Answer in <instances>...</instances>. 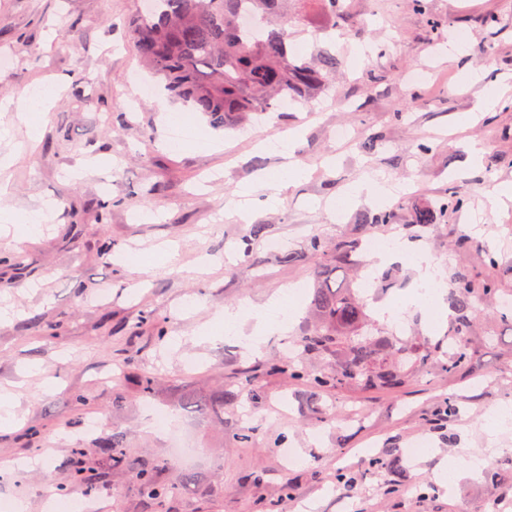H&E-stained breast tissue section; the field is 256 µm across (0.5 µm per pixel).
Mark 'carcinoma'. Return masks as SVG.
<instances>
[{"label":"carcinoma","mask_w":512,"mask_h":512,"mask_svg":"<svg viewBox=\"0 0 512 512\" xmlns=\"http://www.w3.org/2000/svg\"><path fill=\"white\" fill-rule=\"evenodd\" d=\"M347 18L341 0H150L147 10L129 18L127 29L141 65L162 80L174 98L216 125L237 127L255 114L279 110L287 97L299 101L329 88L336 56L323 54L306 61L293 54L292 41L310 29L334 28ZM465 205L466 196L450 185L436 208H415L414 223L434 224ZM359 248V241L347 239L328 255L321 241L310 243L315 255L331 261L317 275L312 298L316 321L303 337L308 350L334 359L330 371L309 378L317 392L350 384L396 389L404 372L395 360L425 366L438 356L427 345H408L385 335L349 281L333 278ZM498 292L492 280L455 279L448 292V307L455 318L448 336L452 346L443 364L446 372L451 374L469 361L464 336L480 315L481 305L495 301ZM228 396L222 390L187 405L215 411L224 407ZM99 448L102 461L112 469L128 466L121 437L114 435ZM84 453L83 448L75 449L70 478L57 491H97L101 472L86 465ZM159 467L157 460L145 461L137 473L140 491L151 501L161 503L197 480L188 473L181 483L159 485L154 480Z\"/></svg>","instance_id":"obj_1"}]
</instances>
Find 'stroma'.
Returning a JSON list of instances; mask_svg holds the SVG:
<instances>
[{
  "label": "stroma",
  "instance_id": "1",
  "mask_svg": "<svg viewBox=\"0 0 512 512\" xmlns=\"http://www.w3.org/2000/svg\"><path fill=\"white\" fill-rule=\"evenodd\" d=\"M143 2L0 0V58L11 61L0 67V124L12 129L0 138V185L8 188L0 208L46 216L40 231L0 237V281L13 285L0 294V306L12 308L0 321V389L17 395L15 422L0 429V464L24 465L20 476L0 474V500L45 512L74 449H89V463L100 465L95 449L116 433L130 464L107 475L90 512H154L139 492L140 460H160L166 484L182 467L148 423L147 401L170 411L172 429L201 450L189 467L201 484L168 499L166 512H485L489 501L512 498V430L499 434L477 478L451 491L435 480L442 462L487 448V412L512 399V329L485 313L467 337L468 364L445 372L447 322L429 324L409 301L415 263L360 256L385 281L362 295L383 331L440 348L437 362L406 365L399 390L316 394L284 372L287 363L312 374L330 366L300 344L311 320L306 302L288 332L257 351L199 337L224 307L261 305L289 287L312 294L316 238L331 248L343 239H407L439 263L440 292L466 275L494 277L512 294V204L488 203L494 187L512 184V111L504 109L512 104V0H427L424 15L409 0H344L349 12L372 18L366 33L299 40L305 58L327 49L340 59L326 93L237 131L195 113L191 134L176 143L163 113L182 106L160 87L142 97L152 79L124 26ZM491 14L497 25H485ZM431 15L445 21L441 32L431 31ZM456 29L467 39L450 57L444 49ZM414 71L428 83L409 84ZM41 88L53 97L48 111L16 109ZM33 126L36 144L27 136ZM340 126L350 138H337ZM296 127L291 149L306 174L273 206L253 187L282 158L256 145ZM375 135L379 147L366 150ZM367 173L398 192L345 198ZM451 184L468 197L463 212L414 224V207L436 206ZM245 190L249 216L237 221L227 210ZM380 210L393 212L391 223L362 224L363 213ZM274 239L281 249H270ZM164 243L176 245V261L152 255ZM481 243L496 268L483 264ZM287 252L299 261L284 263ZM395 306L400 321L382 317ZM147 376L155 386L146 398ZM246 381L263 389L259 403L243 392ZM222 389L235 395L223 413L182 404ZM448 397L460 411L437 424ZM247 428L253 437L244 446L238 436ZM422 437L429 452L409 456ZM375 457L386 467H373ZM341 470L353 488L337 483Z\"/></svg>",
  "mask_w": 512,
  "mask_h": 512
}]
</instances>
